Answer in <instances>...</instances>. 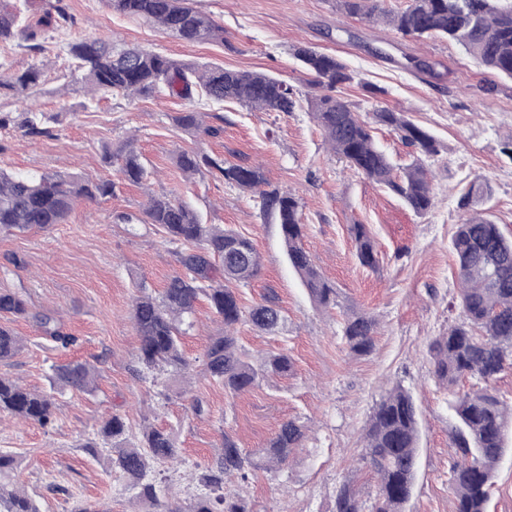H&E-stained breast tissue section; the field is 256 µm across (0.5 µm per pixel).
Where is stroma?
Masks as SVG:
<instances>
[{
  "instance_id": "35a3bbf8",
  "label": "stroma",
  "mask_w": 512,
  "mask_h": 512,
  "mask_svg": "<svg viewBox=\"0 0 512 512\" xmlns=\"http://www.w3.org/2000/svg\"><path fill=\"white\" fill-rule=\"evenodd\" d=\"M55 0H0L20 5L44 50L0 49V65L21 73L43 68L36 97L0 91V111L12 123L0 129V170L15 175L85 174L112 181L111 196L78 203L65 223L25 232L0 231V292L24 295L29 315L0 314L22 340L21 350L0 362V376L55 402L54 422L44 427L0 416V453L12 456L15 485L38 512H138V491L110 466L112 445L101 423L120 415L128 442L139 443L145 426L171 431L178 461L154 463L150 479L166 500L189 508L205 496L196 480L213 463L224 436L240 448L265 447L282 422L305 427L300 448L273 472L228 478L224 493L241 498L248 512H335L336 493L354 480L366 503L376 483L361 460L364 428L376 404L394 386L409 391L419 421L415 487L406 512H451L448 472L454 460L451 433L456 418L447 391L433 376L428 345L460 318L456 266L450 243L463 211L461 195L477 178L488 179L487 207L512 236V81L482 66L445 39L417 41L347 16L333 0H194L195 7L224 28L220 43H189L155 26L113 12L105 0H64L74 17L67 29L43 26ZM105 39L140 45L188 63H217L234 70L276 75L307 92L309 74L291 54L297 44L341 57L356 79L337 86L336 96L367 113L373 100L406 113L440 145L428 159L435 205L426 215L410 211L387 188L346 168L325 144L306 109L288 114L257 112L237 102L213 107L204 99L166 94L128 102L112 95L90 97L68 43ZM379 88L372 97L371 88ZM46 116L47 132L27 134L29 107ZM189 109L218 112L224 121L212 136L193 137L170 116ZM133 140L148 172L142 184L122 180L104 148ZM259 164L268 182L293 189L306 226L304 247L337 291V304L317 307L288 262L277 224L255 198L208 171L184 174L181 151ZM165 193L189 203L204 223L230 227L250 238L261 272L240 287L243 307L275 293L285 323L267 334L238 327L240 344L253 364L279 352L291 372L260 380L248 391H225L205 371L210 336L224 325L207 299H200L193 329L182 338L190 363L185 376L148 372L138 361L139 336L131 318L138 286L162 291L180 273L175 245L154 227L121 223L138 213L149 194ZM366 225L379 263L362 267L351 227ZM363 310L379 323L370 354H349L341 326L347 309ZM73 337L62 345L38 325ZM83 362L96 369L92 392L59 390L54 366ZM203 415L189 408L191 399ZM94 443L86 451V443Z\"/></svg>"
}]
</instances>
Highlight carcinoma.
I'll use <instances>...</instances> for the list:
<instances>
[{
    "label": "carcinoma",
    "instance_id": "1",
    "mask_svg": "<svg viewBox=\"0 0 512 512\" xmlns=\"http://www.w3.org/2000/svg\"><path fill=\"white\" fill-rule=\"evenodd\" d=\"M112 10L158 27L163 33L191 43L224 42V28L193 7L191 0H106ZM346 14L372 23L382 22L391 30L418 40L441 38L455 42L488 69L512 79V0H410L398 11L386 10L381 0H336ZM34 34L21 25V12L0 9V48L6 49ZM77 61L81 81L92 95L111 93L128 100L148 97L166 89L184 99H193L201 89L213 102L237 101L262 112H293L306 100L312 120L323 132L331 151L345 160L357 174L397 194L416 215L434 206L429 169L425 159L439 154V144L403 112L373 106L374 122L392 129L417 151L413 162L396 170L391 158L375 142L371 127L351 104L329 94L339 84L354 81V73L340 59L307 45L294 47L293 55L312 76L309 86L324 94L300 93L276 76L255 71L226 69L213 64L191 65L162 56L138 45L102 39L78 40L69 44ZM41 68L34 65L20 74L0 73V88L24 93L39 85ZM207 113L189 110L171 116L175 126L192 134L213 135ZM23 126L30 135L48 133L43 114L25 113ZM104 159L120 161L125 180L139 184L146 171L128 141L127 147ZM177 165L186 174L206 168L218 172L224 183L259 198L262 213L274 216L281 225L288 259L301 275L313 301L320 307L336 303V289L322 276L302 246L304 224L299 201L289 190L269 187L260 168L230 163L195 151H183ZM112 194V183L78 175L42 174L13 176L0 171V230L24 232L63 223L80 200L94 201ZM492 197L486 180L470 183L461 200L466 209L451 239L457 262L458 301L462 320L429 345L438 382L452 396L450 407L460 425L452 434L457 460L450 468L449 489L453 512H487V503L498 464L512 448V407L488 387L456 390L458 381L470 377L489 383L512 367V239L499 231L481 208ZM126 224H144L158 229L169 242L180 243L178 262L185 273L173 276L159 296L139 287L131 316L140 336L138 359L148 371L168 367L185 374L189 363L181 350L182 336L193 328L191 317L198 300L207 298L224 323V331L212 336L204 353L209 376L224 383V390L243 392L268 374H286L293 364L284 353L271 355L258 368L248 361L234 328L241 322L271 334L279 332L284 317L276 295L268 293L261 302L245 310L236 288L247 285L260 273L259 253L253 242L231 228L201 222L187 203L165 194H151L138 215H122ZM351 232L360 265L374 268L377 252L365 225L354 224ZM0 313L28 315L22 295L0 292ZM378 322L366 312L346 313L343 338L356 356L374 348ZM22 347L12 329L0 325V361L12 358ZM52 382L71 390L90 392L94 369L80 362L54 367ZM47 426L54 403L50 396L29 391L0 377V414ZM112 442V470L139 488L145 505L142 512H246L241 502L224 496V480L236 474L269 470L284 464L293 449L301 446L305 427L296 420L283 422L265 448L248 455L234 439L224 436L218 460L198 473V483L213 496L199 499L191 510L169 505L158 489L145 481L153 463L174 460L179 448L172 432L147 427L137 445L126 441L122 417L113 415L100 428ZM418 426L412 396L392 388L374 408L365 427L362 460L378 484L372 512H404L411 496L417 460ZM14 460L0 455V512H38L33 502L14 487ZM335 512H365L357 492L345 483L336 494Z\"/></svg>",
    "mask_w": 512,
    "mask_h": 512
}]
</instances>
